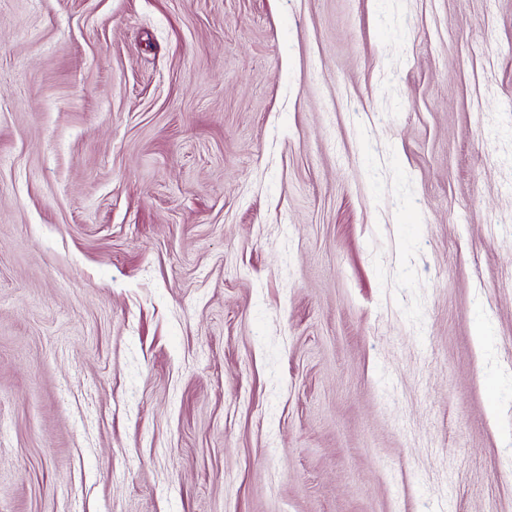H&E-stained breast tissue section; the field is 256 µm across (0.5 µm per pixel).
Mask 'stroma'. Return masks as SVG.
I'll use <instances>...</instances> for the list:
<instances>
[{
  "label": "stroma",
  "mask_w": 512,
  "mask_h": 512,
  "mask_svg": "<svg viewBox=\"0 0 512 512\" xmlns=\"http://www.w3.org/2000/svg\"><path fill=\"white\" fill-rule=\"evenodd\" d=\"M0 512H512V0H0Z\"/></svg>",
  "instance_id": "1"
}]
</instances>
